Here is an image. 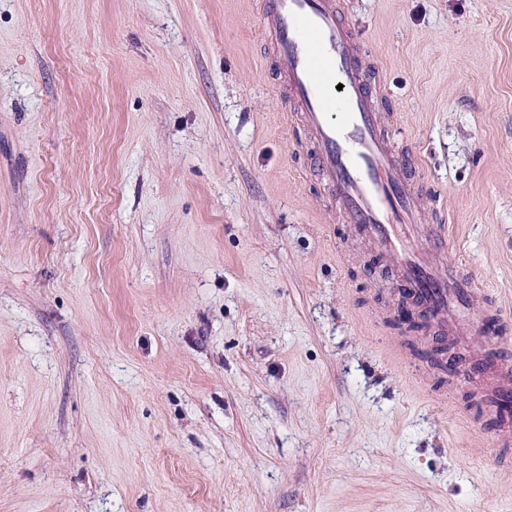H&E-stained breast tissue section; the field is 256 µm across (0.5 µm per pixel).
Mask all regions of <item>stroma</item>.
Returning <instances> with one entry per match:
<instances>
[{
    "label": "stroma",
    "mask_w": 512,
    "mask_h": 512,
    "mask_svg": "<svg viewBox=\"0 0 512 512\" xmlns=\"http://www.w3.org/2000/svg\"><path fill=\"white\" fill-rule=\"evenodd\" d=\"M340 5L512 337V0ZM278 83L257 0H0V512H512Z\"/></svg>",
    "instance_id": "obj_1"
}]
</instances>
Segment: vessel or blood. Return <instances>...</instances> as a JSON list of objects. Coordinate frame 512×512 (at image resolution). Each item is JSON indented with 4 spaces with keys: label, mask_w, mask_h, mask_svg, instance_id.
<instances>
[{
    "label": "vessel or blood",
    "mask_w": 512,
    "mask_h": 512,
    "mask_svg": "<svg viewBox=\"0 0 512 512\" xmlns=\"http://www.w3.org/2000/svg\"><path fill=\"white\" fill-rule=\"evenodd\" d=\"M259 14L283 79L279 97L311 135L330 206L391 263L425 314L432 342L469 337L479 290L459 265L439 269L446 228L422 222L419 165L391 140L388 116L376 108L374 66L360 33L338 0H262ZM464 381L493 388L487 416L499 444L512 446V351L494 333L475 350Z\"/></svg>",
    "instance_id": "obj_1"
}]
</instances>
